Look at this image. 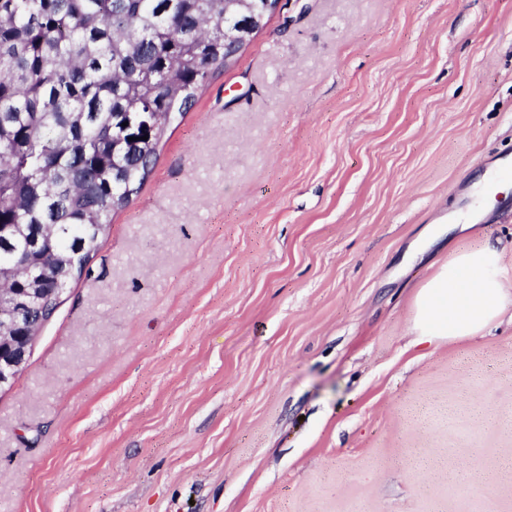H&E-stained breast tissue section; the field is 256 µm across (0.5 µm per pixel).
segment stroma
<instances>
[{"label":"stroma","mask_w":512,"mask_h":512,"mask_svg":"<svg viewBox=\"0 0 512 512\" xmlns=\"http://www.w3.org/2000/svg\"><path fill=\"white\" fill-rule=\"evenodd\" d=\"M486 239L512 283V0H287L0 392V512H512V320L409 332Z\"/></svg>","instance_id":"1"}]
</instances>
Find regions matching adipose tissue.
Returning a JSON list of instances; mask_svg holds the SVG:
<instances>
[{"instance_id":"1","label":"adipose tissue","mask_w":512,"mask_h":512,"mask_svg":"<svg viewBox=\"0 0 512 512\" xmlns=\"http://www.w3.org/2000/svg\"><path fill=\"white\" fill-rule=\"evenodd\" d=\"M492 242L461 247L417 291L411 330L421 343H450L478 335L512 310V286Z\"/></svg>"}]
</instances>
